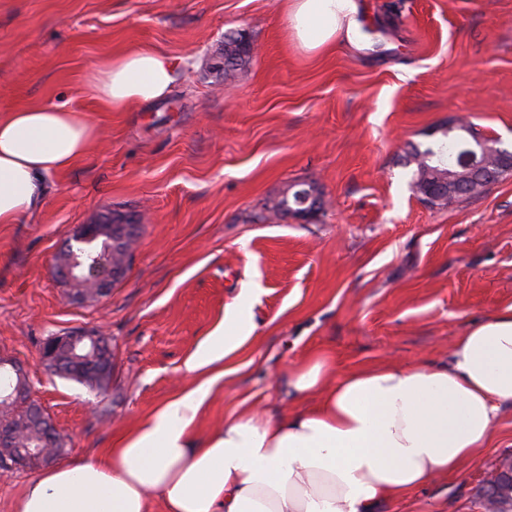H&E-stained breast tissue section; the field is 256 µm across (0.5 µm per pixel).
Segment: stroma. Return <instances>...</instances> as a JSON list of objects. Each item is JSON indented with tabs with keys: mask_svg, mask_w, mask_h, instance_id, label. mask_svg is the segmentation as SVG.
<instances>
[{
	"mask_svg": "<svg viewBox=\"0 0 512 512\" xmlns=\"http://www.w3.org/2000/svg\"><path fill=\"white\" fill-rule=\"evenodd\" d=\"M289 0H0V112L81 110L97 136L52 177L43 207L0 224V357L20 363L63 437L60 461L104 456L164 402L212 381L195 424L298 407L288 380L323 352L335 375L448 359L456 336L512 313V174L437 206L412 188V146L473 124L512 151V0H357L358 45L309 52L287 26ZM256 48L222 80L228 33ZM173 57L169 95L108 111L82 92L92 70L139 48ZM313 182L308 221L261 220L268 200ZM143 231L125 278L73 302L54 264L75 226L112 212ZM247 288L251 340L189 376L185 364ZM106 336L112 382L100 394L54 375L43 341ZM512 454V406L488 448L380 512H479L476 498Z\"/></svg>",
	"mask_w": 512,
	"mask_h": 512,
	"instance_id": "1",
	"label": "stroma"
}]
</instances>
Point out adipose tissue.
<instances>
[{"label": "adipose tissue", "instance_id": "ef3b65f1", "mask_svg": "<svg viewBox=\"0 0 512 512\" xmlns=\"http://www.w3.org/2000/svg\"><path fill=\"white\" fill-rule=\"evenodd\" d=\"M289 28L320 52L354 44L356 0H291ZM175 64L136 49L97 66L83 92L107 110L163 98ZM95 127L80 111L35 104L0 113V224L44 204L51 176L82 160ZM254 290L242 293L185 370L199 373L251 336ZM315 355L289 386L305 405L246 411L204 437L192 431L209 395L203 381L115 440L105 457L61 463L32 478L15 512H377L382 502L457 472L487 447L512 406V313L456 337L444 363L370 365L329 381Z\"/></svg>", "mask_w": 512, "mask_h": 512}]
</instances>
